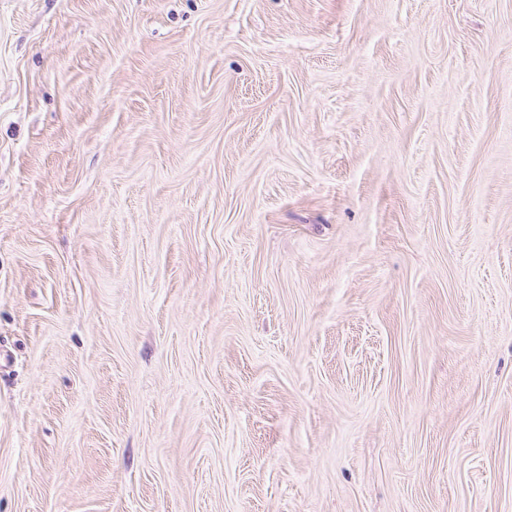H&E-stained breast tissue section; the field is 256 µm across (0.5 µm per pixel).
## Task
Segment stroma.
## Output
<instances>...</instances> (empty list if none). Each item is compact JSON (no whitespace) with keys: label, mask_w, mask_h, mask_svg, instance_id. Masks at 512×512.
<instances>
[{"label":"stroma","mask_w":512,"mask_h":512,"mask_svg":"<svg viewBox=\"0 0 512 512\" xmlns=\"http://www.w3.org/2000/svg\"><path fill=\"white\" fill-rule=\"evenodd\" d=\"M0 512H512V0H0Z\"/></svg>","instance_id":"obj_1"}]
</instances>
